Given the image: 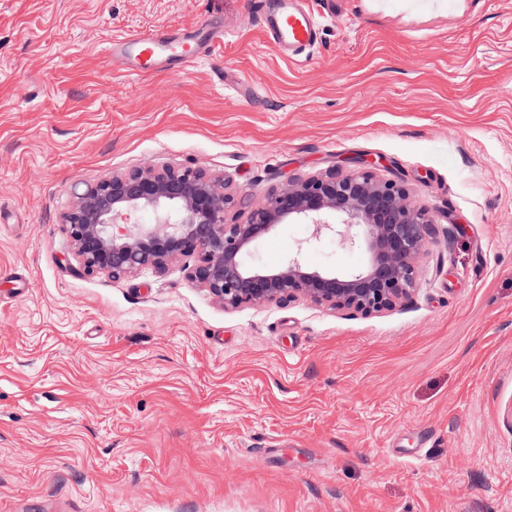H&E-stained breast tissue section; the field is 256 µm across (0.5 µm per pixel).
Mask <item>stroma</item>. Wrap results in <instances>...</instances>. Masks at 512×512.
Instances as JSON below:
<instances>
[{
	"instance_id": "obj_1",
	"label": "stroma",
	"mask_w": 512,
	"mask_h": 512,
	"mask_svg": "<svg viewBox=\"0 0 512 512\" xmlns=\"http://www.w3.org/2000/svg\"><path fill=\"white\" fill-rule=\"evenodd\" d=\"M307 59L252 0H0V512H512V0H310ZM223 24L131 75L107 42ZM373 161L435 222L409 298L227 309L187 277L84 274L74 186L223 175L246 216ZM280 225L251 250L340 273L365 246ZM192 42V53L186 59H178V64L187 65L197 60L201 55L211 53L216 45L224 42V26L214 25L211 21L205 22L193 35L186 37Z\"/></svg>"
}]
</instances>
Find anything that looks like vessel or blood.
<instances>
[{
    "instance_id": "vessel-or-blood-1",
    "label": "vessel or blood",
    "mask_w": 512,
    "mask_h": 512,
    "mask_svg": "<svg viewBox=\"0 0 512 512\" xmlns=\"http://www.w3.org/2000/svg\"><path fill=\"white\" fill-rule=\"evenodd\" d=\"M260 20L267 26L278 49L297 57L311 50L318 39L319 14L304 8L300 0H255ZM192 42V58L211 53L216 45L224 40L223 26L210 22L203 23L197 32L189 37ZM173 37L164 31L153 29L131 37L121 38L109 44L110 53L123 57L130 70H137L141 57H148L152 66L159 67L170 63Z\"/></svg>"
}]
</instances>
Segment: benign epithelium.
Here are the masks:
<instances>
[{"label":"benign epithelium","mask_w":512,"mask_h":512,"mask_svg":"<svg viewBox=\"0 0 512 512\" xmlns=\"http://www.w3.org/2000/svg\"><path fill=\"white\" fill-rule=\"evenodd\" d=\"M73 196L62 227L84 273L114 280L145 268L164 274L193 257L188 279L226 308L305 298L366 314L389 309L408 297L434 223L432 212L414 204L402 183L379 180L369 170L290 181L232 224L225 214L236 200L224 177L197 167L147 164L75 189ZM148 209L157 214L155 223L116 227ZM290 221L312 227L301 249L328 232L343 245L363 242L367 268L338 274L311 269L297 257L275 268L246 263L256 242Z\"/></svg>","instance_id":"obj_1"}]
</instances>
